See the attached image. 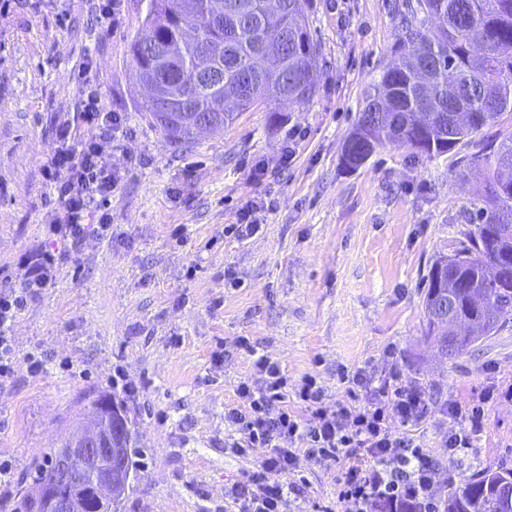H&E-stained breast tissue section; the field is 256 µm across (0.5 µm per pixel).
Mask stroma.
<instances>
[{"instance_id":"35a3bbf8","label":"stroma","mask_w":512,"mask_h":512,"mask_svg":"<svg viewBox=\"0 0 512 512\" xmlns=\"http://www.w3.org/2000/svg\"><path fill=\"white\" fill-rule=\"evenodd\" d=\"M314 3L315 96L256 105L188 146L149 121L136 80L130 45L149 0H120L114 30L96 0L0 9V268L46 240L52 190L42 169L59 147L57 126L80 110L83 63L95 66L105 109L128 119L105 147L120 175L109 234L63 249L56 279L13 326L17 356H41L46 368H18L0 387V462L13 473L0 512H19L46 452L89 401L112 394L144 454L122 512H227L232 486L263 454L228 449L239 433L224 420L239 382L263 386L257 354L277 361L289 385L315 378L332 408L348 403L355 372L399 368L431 403L417 439L456 481L512 466V322L457 358L438 357L425 339L427 276L464 241L484 185L459 180L453 155L391 144L358 170L342 166L364 96L392 58L403 0ZM253 201L259 231L236 232ZM452 402L484 408L471 448L455 455L443 447L461 428ZM339 469L331 458L303 462L288 512H351L336 501Z\"/></svg>"}]
</instances>
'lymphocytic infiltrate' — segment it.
Returning a JSON list of instances; mask_svg holds the SVG:
<instances>
[{"instance_id":"obj_1","label":"lymphocytic infiltrate","mask_w":512,"mask_h":512,"mask_svg":"<svg viewBox=\"0 0 512 512\" xmlns=\"http://www.w3.org/2000/svg\"><path fill=\"white\" fill-rule=\"evenodd\" d=\"M81 111L76 122L59 126L61 144L43 169L55 195L57 213L48 228L51 240L74 246L90 227L107 231L109 213L93 215L94 204L105 201L119 184L106 163L101 145L110 141L121 125L119 114L104 111L89 70H82ZM60 253L42 248L20 256L25 271L19 287L0 289V385L11 380L19 366L30 373L43 371L42 360L15 354L13 325L25 307L27 293L43 288L56 277ZM254 367L265 373L264 387L239 382L237 400L224 411V419L237 431L232 447L241 456L253 449L265 455L231 492L234 512H285L302 461L327 457L342 461L344 471L336 482V500L353 504V512H441L439 487L454 482L431 451L417 444L412 433L426 420L430 402L423 391L405 383L398 369L379 377L359 372L353 387L369 391L362 406H323L313 379L289 389L282 368L266 356ZM302 447H295V440Z\"/></svg>"}]
</instances>
